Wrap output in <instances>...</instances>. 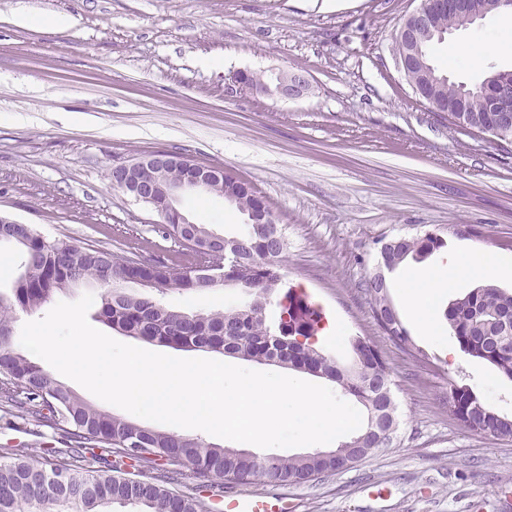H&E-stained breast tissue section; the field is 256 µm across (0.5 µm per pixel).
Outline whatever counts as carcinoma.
I'll return each mask as SVG.
<instances>
[{
    "mask_svg": "<svg viewBox=\"0 0 512 512\" xmlns=\"http://www.w3.org/2000/svg\"><path fill=\"white\" fill-rule=\"evenodd\" d=\"M432 27L434 33L423 35L418 58L404 76L433 111L448 115L455 126L477 132L487 119L485 83L456 84L428 56L434 40L465 27L462 14L454 8L438 13L432 16ZM460 105L467 111H454ZM217 189L239 199L248 214L259 220L233 238L235 255L195 252L193 266L159 263L149 267L147 276L159 283V294L222 286L250 292L248 304L222 311L187 313L168 308L151 295L128 292L127 278L142 276L141 268H131L132 256L67 238H47L33 224H0V243L13 244L22 254V272L12 299L0 298V407L14 409L36 425L51 422L66 435L65 447L48 446L37 456L22 448H0V457L8 458L0 462V512H103L115 504L145 512H205L204 500L165 486L170 476L197 491H209L224 482L303 484L393 446L399 429L397 406L390 370L381 355L370 341L358 338L353 343V361L339 364L312 342L316 323L296 315L289 293L279 307L280 314L290 319L280 320L279 333H271L266 308L284 277L285 227L276 225L279 241L270 242V225L261 223L272 217L268 202L248 183L230 175ZM444 246L441 237L430 233L388 241L380 247L381 261L366 281L374 319L406 349L410 339L390 299L385 272L409 257L423 259ZM86 283L103 288L102 321L127 335L325 378L365 409L363 424L334 450L258 457L141 426L89 403L14 346L16 308L33 313L54 295ZM445 316L464 352L512 380V293L495 285L479 286L455 299ZM298 336L305 341H296ZM448 411L472 432L512 438V417L499 414L468 387L449 384ZM129 438L137 439L143 451L136 455L123 449Z\"/></svg>",
    "mask_w": 512,
    "mask_h": 512,
    "instance_id": "1",
    "label": "carcinoma"
}]
</instances>
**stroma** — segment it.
Masks as SVG:
<instances>
[{"label":"stroma","instance_id":"stroma-1","mask_svg":"<svg viewBox=\"0 0 512 512\" xmlns=\"http://www.w3.org/2000/svg\"><path fill=\"white\" fill-rule=\"evenodd\" d=\"M420 0H0V214L135 254L191 265L162 217L114 187V165L168 150L253 184L287 228L283 272L322 306L317 341L346 363L369 340L388 364L398 404L392 448L301 485L255 482L239 492L288 495L293 512H501L512 494V441L471 432L448 412L449 384L512 416V380L461 349L448 324L424 333L400 286L415 261L387 273L415 345L378 326L364 281L382 243L439 235L512 259V146L431 112L399 71L395 37ZM42 24H19L21 12ZM65 15L72 25H47ZM512 31L499 11L433 43L450 80L474 85L512 60L477 46ZM457 47L455 62L448 50ZM275 84L304 75L296 99L260 96L236 74ZM183 212L228 237L245 217L216 194H189ZM239 288L169 291L185 311L244 305ZM63 433L0 411V446L39 453ZM391 489L374 499V484Z\"/></svg>","mask_w":512,"mask_h":512}]
</instances>
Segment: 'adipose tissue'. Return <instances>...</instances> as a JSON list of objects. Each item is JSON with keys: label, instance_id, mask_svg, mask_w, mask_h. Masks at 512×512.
Wrapping results in <instances>:
<instances>
[{"label": "adipose tissue", "instance_id": "obj_1", "mask_svg": "<svg viewBox=\"0 0 512 512\" xmlns=\"http://www.w3.org/2000/svg\"><path fill=\"white\" fill-rule=\"evenodd\" d=\"M507 268L505 261L486 249L470 245L449 255L445 266L427 269L418 268L406 273L403 286L410 311L421 328L435 333L437 325L429 312L435 289L452 287L459 279L469 278L484 281L497 278Z\"/></svg>", "mask_w": 512, "mask_h": 512}]
</instances>
